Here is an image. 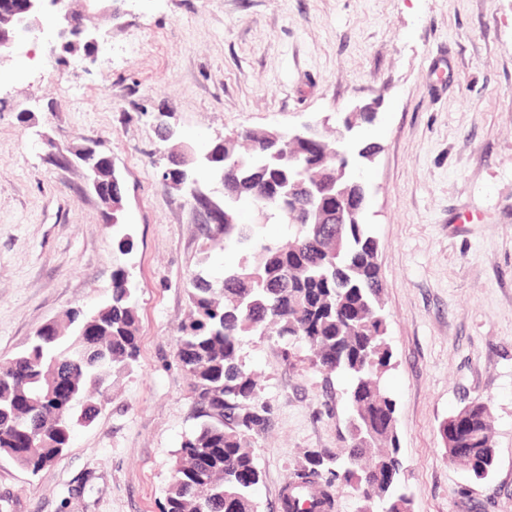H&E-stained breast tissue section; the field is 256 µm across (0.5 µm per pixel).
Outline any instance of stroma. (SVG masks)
<instances>
[{
	"label": "stroma",
	"instance_id": "1",
	"mask_svg": "<svg viewBox=\"0 0 512 512\" xmlns=\"http://www.w3.org/2000/svg\"><path fill=\"white\" fill-rule=\"evenodd\" d=\"M96 64L30 39L0 65V360L67 311L137 286V361L114 374L95 420L38 473L0 456V512H161L175 452L194 422L177 356L188 272L220 279L246 253L209 240L186 189L164 184L170 143L205 154L242 131L310 123L336 137L341 115L373 104L355 139L380 147L363 169V220L379 247L413 512H512V0H127ZM90 137L111 154L125 195L119 225L83 171L46 158ZM132 236L121 253L117 236ZM266 425L255 452L260 512L304 451L349 444L343 380L305 345L245 337ZM489 401L496 465L473 482L439 427Z\"/></svg>",
	"mask_w": 512,
	"mask_h": 512
}]
</instances>
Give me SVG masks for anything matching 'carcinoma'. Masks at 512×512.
<instances>
[{
	"instance_id": "cac0c4a2",
	"label": "carcinoma",
	"mask_w": 512,
	"mask_h": 512,
	"mask_svg": "<svg viewBox=\"0 0 512 512\" xmlns=\"http://www.w3.org/2000/svg\"><path fill=\"white\" fill-rule=\"evenodd\" d=\"M314 133L276 150L267 134L239 133L224 141V193L247 200L294 228L284 245L265 244L255 224H206L207 234L235 237L252 249V261L224 268L222 280L204 271L186 279L189 323L177 341V358L189 381L194 431L176 451V466L162 512H259L254 490L261 481L254 439L264 429L260 386L239 359L242 337L258 334L288 344L302 343L311 364L347 381L350 445L342 454L307 450L282 497L283 512H333L330 488L353 491L356 512H412L403 480L396 418L397 403L382 377L392 351L381 305L376 262L378 241L356 215L345 224H309L313 209L305 194L288 193L309 181L304 165L323 160L327 146ZM375 143L351 145L344 180L356 182L354 159L378 152ZM135 286L119 269L112 295L92 314L71 310L43 326L28 347L0 363V455L33 445L23 467L36 473L69 447L76 424L94 420L115 372L137 361L138 314ZM100 336L81 335L87 317ZM76 387L72 403L49 396L55 377ZM473 421L471 435L457 439L448 422L439 432L448 457L478 481L495 465L487 402L474 399L456 412Z\"/></svg>"
}]
</instances>
